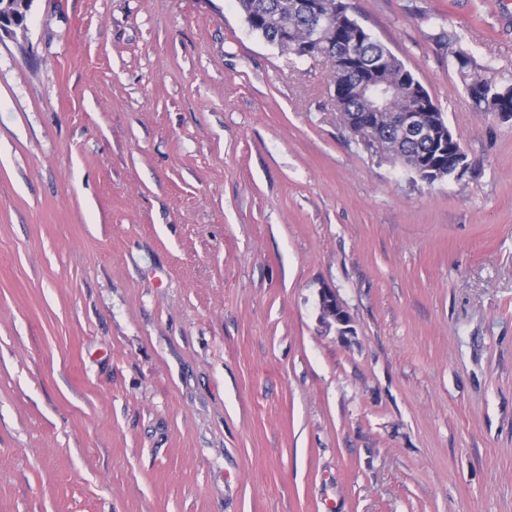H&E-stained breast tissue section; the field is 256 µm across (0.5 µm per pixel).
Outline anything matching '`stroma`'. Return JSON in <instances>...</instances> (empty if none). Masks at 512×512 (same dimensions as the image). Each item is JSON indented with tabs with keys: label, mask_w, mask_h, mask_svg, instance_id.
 <instances>
[{
	"label": "stroma",
	"mask_w": 512,
	"mask_h": 512,
	"mask_svg": "<svg viewBox=\"0 0 512 512\" xmlns=\"http://www.w3.org/2000/svg\"><path fill=\"white\" fill-rule=\"evenodd\" d=\"M349 2L462 179L368 147L236 0L0 39V512H512V120L465 90L512 83V0ZM320 318L328 324L334 323L341 333L348 330L350 318L336 294L323 290L319 302Z\"/></svg>",
	"instance_id": "stroma-1"
}]
</instances>
